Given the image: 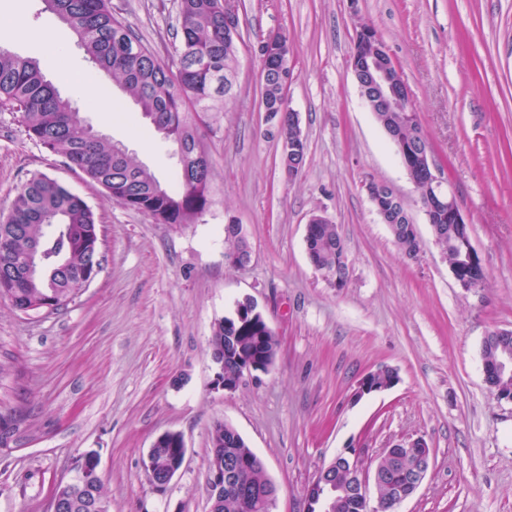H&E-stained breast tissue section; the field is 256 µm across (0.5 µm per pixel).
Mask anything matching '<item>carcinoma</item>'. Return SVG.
<instances>
[{"label": "carcinoma", "instance_id": "obj_1", "mask_svg": "<svg viewBox=\"0 0 512 512\" xmlns=\"http://www.w3.org/2000/svg\"><path fill=\"white\" fill-rule=\"evenodd\" d=\"M67 22L84 46L93 68L136 101L153 119L163 138L180 151L175 184L161 186L148 170L121 164L113 146L83 123L72 103L63 98L39 65L0 49V109L20 114L27 136L63 162L82 171L122 206L148 215L157 224H193L209 207L211 161L198 140V126L217 120L219 103L235 82L236 41L224 37L222 0H178L180 38L165 61L145 46L134 30L112 13L111 0H45ZM261 96H281L273 67L261 68ZM395 132L404 140L418 138L417 115L388 113ZM393 241L406 257L417 258L418 242L409 238L403 223L388 225ZM98 235L95 213L67 186L34 174L17 189L9 214L0 220V297L19 308L34 297L55 300L61 309L84 288L92 260L89 242ZM339 234L334 224H314L307 241L309 260L333 269ZM41 253L40 270L20 276L29 265L32 249ZM212 358L235 374L249 358L276 357L279 340L266 331L264 315L253 301L237 302L232 313L215 326L210 340ZM211 449L234 452L240 460L239 479L248 489L266 488L262 460L236 430L222 422L210 431ZM85 506L74 512H93L104 499L102 485L84 491Z\"/></svg>", "mask_w": 512, "mask_h": 512}]
</instances>
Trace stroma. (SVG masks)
Listing matches in <instances>:
<instances>
[{
  "label": "stroma",
  "instance_id": "35a3bbf8",
  "mask_svg": "<svg viewBox=\"0 0 512 512\" xmlns=\"http://www.w3.org/2000/svg\"><path fill=\"white\" fill-rule=\"evenodd\" d=\"M111 0L116 17L169 58L175 6ZM23 17L16 28L14 17ZM232 98L201 137L212 162L211 204L196 223L157 224L116 203L80 171L30 140L0 110V215L43 173L79 194L99 223L103 261L65 308L28 314L0 299V512H51L53 489L93 451L109 512H209V435L232 425L277 488L276 512H306L305 489L344 448L364 469L417 437L432 466L399 512H512V403L482 373V342L512 329V0H241ZM375 29L408 86L433 157L471 225L487 271L481 288L455 281L414 185L362 100L350 67L360 27ZM286 34L288 104L306 142L288 175L261 108L257 45ZM0 47L39 62L85 122L172 184L175 145L133 100L92 68L70 26L45 0H0ZM67 65L94 85L98 108L60 81ZM411 204L421 250L404 256L376 213L369 180ZM336 224L349 280L311 265L312 217ZM243 225L244 267L224 261V226ZM252 299L279 339L268 373L213 389L209 339ZM398 383L356 398L368 372ZM182 434L185 463L165 494L142 461L160 434Z\"/></svg>",
  "mask_w": 512,
  "mask_h": 512
}]
</instances>
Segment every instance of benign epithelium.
<instances>
[{
	"mask_svg": "<svg viewBox=\"0 0 512 512\" xmlns=\"http://www.w3.org/2000/svg\"><path fill=\"white\" fill-rule=\"evenodd\" d=\"M224 6V30L234 38H239V0H223ZM362 41H370L375 44V49L370 54L357 53L351 60V68L358 84L361 96L364 100L375 98L378 110L388 112L392 107L408 105L412 102L410 91L401 79L398 66L389 53L384 41L378 34L364 32ZM280 34L273 32L264 37L257 46V52L262 58L273 54L279 45ZM288 113V121L292 124L294 135L290 139L280 138L281 160L288 173H293L300 155L299 139L301 138L298 113L282 104L281 111L270 112L268 116L276 122V127L282 126L283 113ZM388 138L394 145L397 154L410 172L412 183L424 178L430 188L426 196H418L419 203L424 211L428 223L432 224L444 218L448 219V247L458 246L462 253L458 257V264L450 265L454 279L460 287L471 290L483 283L486 274L481 258L472 244L470 236V224L466 221L460 206L453 194L443 188V181L433 159L430 147L423 142H411L402 140L393 134ZM416 165H411V161ZM272 363L255 365L247 362L241 371L231 378L224 376V369L215 372L212 381L213 389L232 392L236 390L247 376H256L258 373H266ZM484 380L495 374L500 376H512V356L504 357L489 366H482ZM174 439L178 448L175 461L168 469L162 470L155 462L152 455H146L143 460V469L152 490L157 494L166 492L170 482L180 471L185 458V444L182 435L176 432H165L159 435L152 444L154 448L162 447L169 439ZM400 447L406 453L416 458V465L409 472L406 480L394 488L391 497V512L407 499L411 498L424 481L431 464L432 452L427 442L421 438L408 440ZM396 447L387 449L377 460L372 473H366L360 466V450L347 448L336 454L327 464L322 465L313 480L305 489L307 504L330 503L336 494L352 496L356 498L362 507L370 506L371 489L386 479V462L392 460ZM98 457H90L89 466L67 482H60V487H70L74 494L62 497L55 492L51 501V512H70L74 507L77 492L87 488L98 476ZM239 470L238 459L229 456L224 461H216L209 469L208 490L211 500V509H216L224 498V492H237L246 494V491L235 483V476Z\"/></svg>",
	"mask_w": 512,
	"mask_h": 512,
	"instance_id": "benign-epithelium-1",
	"label": "benign epithelium"
}]
</instances>
